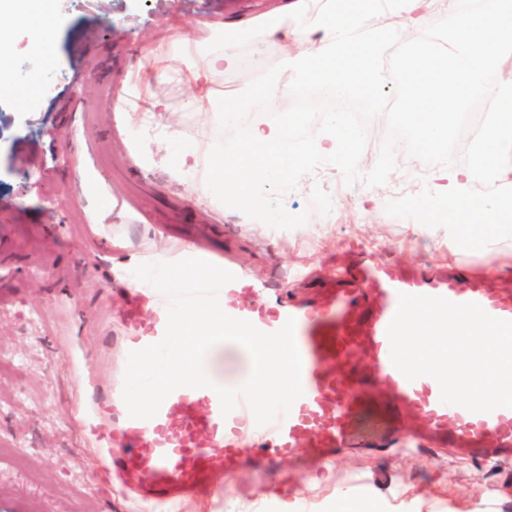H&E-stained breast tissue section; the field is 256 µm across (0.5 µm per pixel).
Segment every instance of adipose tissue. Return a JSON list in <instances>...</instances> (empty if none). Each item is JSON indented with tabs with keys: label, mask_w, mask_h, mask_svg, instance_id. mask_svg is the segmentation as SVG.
<instances>
[{
	"label": "adipose tissue",
	"mask_w": 512,
	"mask_h": 512,
	"mask_svg": "<svg viewBox=\"0 0 512 512\" xmlns=\"http://www.w3.org/2000/svg\"><path fill=\"white\" fill-rule=\"evenodd\" d=\"M341 3L321 0L309 13L279 15L265 27L264 43L276 45L277 35L283 30L290 31L299 43L317 36L312 51L285 49L280 59L296 82L313 79L326 92L335 91L350 79L369 90L391 82L389 74L377 73L371 53L398 49L405 78L391 83L406 104L400 118L415 132L414 148L422 157L434 160L433 195L441 201L471 204V223L449 222L448 239L460 251L489 247L505 236L501 215L512 209V84L500 78V61L512 54V0H453L449 24L437 29L428 24L426 0H370L374 15L396 18L399 30L413 32L410 44L399 43L394 37L369 43L362 15L338 19ZM17 17L32 33H40L52 22L51 0H0V84L13 79L10 22ZM234 47V36L225 34L223 27L212 26L203 39L174 31L150 54L158 63L156 78L160 81L169 74V59L178 56L185 61L195 87L191 103L196 111L210 113L212 120H222L224 113L241 106L254 107L258 112L270 110L284 95V88L247 82L224 112L213 111L209 85L216 75L236 67ZM477 97L496 103L492 125L481 146L484 166L495 174L501 189L496 206L490 208L470 200L469 187L474 179L471 169L450 165L444 154L457 118ZM324 122L322 133L295 138L284 126L261 124L247 135L244 144H228L219 156L207 146L191 142L183 146L177 164L189 166L208 195L233 187L234 204L245 213H258L262 203L255 191L257 182L298 176L325 158L342 169L356 166L357 131L346 126L339 114L325 117ZM177 330L190 353L205 338L220 340L224 322L215 314L202 319L190 312L179 319Z\"/></svg>",
	"instance_id": "adipose-tissue-1"
}]
</instances>
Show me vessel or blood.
Here are the masks:
<instances>
[{
  "mask_svg": "<svg viewBox=\"0 0 512 512\" xmlns=\"http://www.w3.org/2000/svg\"><path fill=\"white\" fill-rule=\"evenodd\" d=\"M135 308L122 355L159 342L169 299L136 281ZM403 294L473 302L512 321V289L460 268L427 274L371 256L313 286L301 303L274 298L262 282L237 273L219 293L222 310L272 333L295 322L303 394L287 415L260 426L245 400L223 414L209 388L181 387L149 420L130 417L123 380L87 382V400L72 421L110 459L147 504L209 494L214 478L245 467L276 471L285 459L330 462L342 453H383L401 435L461 457L512 463V408L472 412L441 402L435 379L407 380L390 358L387 327Z\"/></svg>",
  "mask_w": 512,
  "mask_h": 512,
  "instance_id": "b4317fda",
  "label": "vessel or blood"
}]
</instances>
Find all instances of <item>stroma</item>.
<instances>
[{"instance_id": "stroma-1", "label": "stroma", "mask_w": 512, "mask_h": 512, "mask_svg": "<svg viewBox=\"0 0 512 512\" xmlns=\"http://www.w3.org/2000/svg\"><path fill=\"white\" fill-rule=\"evenodd\" d=\"M297 2L312 0H53L43 47L15 27L12 67L31 80L0 86V512H146L121 479L101 492L107 467L70 419L84 376L108 377L99 338L124 335L139 264L212 248L272 293L301 297L366 247L410 269L465 265L512 281V237L452 251L447 210L426 202L425 187L409 189L400 167L371 194L366 169L322 160L301 179L257 184L256 219L216 206L178 172L182 143L219 152L268 116L244 108L235 124L205 122L183 61L172 58L170 78L155 82L150 47L174 25L257 28ZM236 51L237 67L211 84L215 108L247 80L291 83L276 50L245 39ZM313 196L329 216L306 218ZM364 492L379 512H512V467L448 450L286 460L272 473L219 475L212 496L167 510L332 512Z\"/></svg>"}]
</instances>
